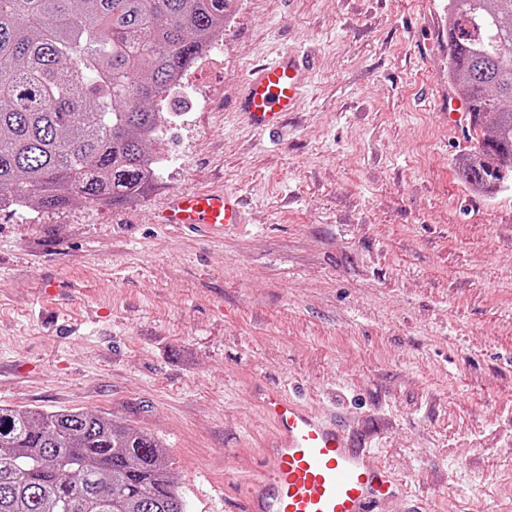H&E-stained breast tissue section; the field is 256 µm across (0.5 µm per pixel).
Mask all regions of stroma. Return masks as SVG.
<instances>
[{
    "instance_id": "obj_1",
    "label": "stroma",
    "mask_w": 512,
    "mask_h": 512,
    "mask_svg": "<svg viewBox=\"0 0 512 512\" xmlns=\"http://www.w3.org/2000/svg\"><path fill=\"white\" fill-rule=\"evenodd\" d=\"M448 0H233L149 150L140 201L0 210V403L152 434L187 512H224L269 427L253 379L339 406L427 512H512V187L456 170ZM308 61L278 133L238 112L248 70ZM236 196L217 238L156 221ZM161 224L203 225L224 234L242 223L238 199L224 191L186 192L173 195L160 216Z\"/></svg>"
}]
</instances>
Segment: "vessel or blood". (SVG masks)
Instances as JSON below:
<instances>
[{"label":"vessel or blood","mask_w":512,"mask_h":512,"mask_svg":"<svg viewBox=\"0 0 512 512\" xmlns=\"http://www.w3.org/2000/svg\"><path fill=\"white\" fill-rule=\"evenodd\" d=\"M309 68L286 52L252 68L242 111L266 132L279 129L286 113L298 111ZM161 223L202 225L224 233L242 223L238 199L221 191L173 195ZM246 396L272 424L274 437L263 450L260 474L232 512H377L402 496L401 480L373 462L369 448L335 415L315 410L262 382Z\"/></svg>","instance_id":"1"}]
</instances>
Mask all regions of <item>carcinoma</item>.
I'll return each mask as SVG.
<instances>
[{
    "label": "carcinoma",
    "instance_id": "cac0c4a2",
    "mask_svg": "<svg viewBox=\"0 0 512 512\" xmlns=\"http://www.w3.org/2000/svg\"><path fill=\"white\" fill-rule=\"evenodd\" d=\"M230 0H0V204L62 209L143 197L147 150L174 82ZM448 80L472 127L459 167L487 195L512 185V0H448ZM0 512H186L150 434L79 408L0 403Z\"/></svg>",
    "mask_w": 512,
    "mask_h": 512
}]
</instances>
